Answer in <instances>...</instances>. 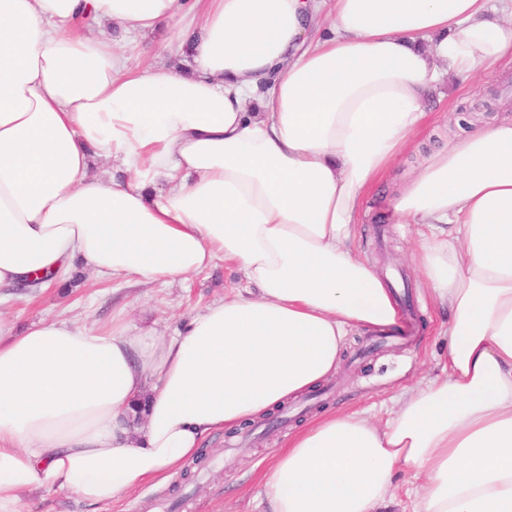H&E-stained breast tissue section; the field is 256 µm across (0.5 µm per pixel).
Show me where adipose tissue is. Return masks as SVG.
<instances>
[{"mask_svg": "<svg viewBox=\"0 0 512 512\" xmlns=\"http://www.w3.org/2000/svg\"><path fill=\"white\" fill-rule=\"evenodd\" d=\"M79 17L172 23L156 54L186 63L128 69L65 30ZM510 64L512 0H0V288L78 261L150 284L221 258L246 281L170 336L122 310L0 330V512L30 489L119 501L323 382L351 330L397 327L358 216L429 94ZM386 212L427 228L442 375L385 423L335 410L289 434L265 512H387L401 469L413 512H512V118L435 152Z\"/></svg>", "mask_w": 512, "mask_h": 512, "instance_id": "1", "label": "adipose tissue"}]
</instances>
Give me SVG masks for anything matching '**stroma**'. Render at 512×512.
Returning <instances> with one entry per match:
<instances>
[{
	"mask_svg": "<svg viewBox=\"0 0 512 512\" xmlns=\"http://www.w3.org/2000/svg\"><path fill=\"white\" fill-rule=\"evenodd\" d=\"M426 109V137L376 189L354 241L357 255L392 280L401 317L398 330L354 331L333 375L282 406L281 425L268 429L256 421L211 436L201 450L209 463L204 476L188 481L178 469L113 505L91 506L67 490H29L21 495V512H168L174 500L179 503L176 512H261L260 474L302 422L345 407L370 410L376 420L385 421L404 389L439 376L448 351L450 314L432 303L411 261L424 227L391 223L385 199L434 150L466 130L512 115V69L478 76L464 89L457 81H447L427 98ZM74 271L78 282L45 290L0 288V324L19 333L33 322L63 315L93 326L109 322L113 310L124 306L134 328L154 327L167 335L189 315L244 285L241 275L220 260L188 280L167 285L118 286L98 280L88 268L78 265Z\"/></svg>",
	"mask_w": 512,
	"mask_h": 512,
	"instance_id": "35a3bbf8",
	"label": "stroma"
}]
</instances>
